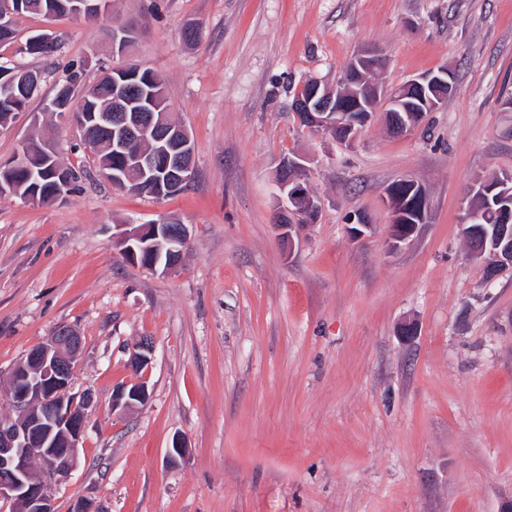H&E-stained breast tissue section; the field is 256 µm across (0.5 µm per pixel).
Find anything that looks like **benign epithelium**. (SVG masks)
Here are the masks:
<instances>
[{
	"mask_svg": "<svg viewBox=\"0 0 512 512\" xmlns=\"http://www.w3.org/2000/svg\"><path fill=\"white\" fill-rule=\"evenodd\" d=\"M104 0H79L70 15L89 17L99 11ZM385 59L373 49H365L349 64L340 86L332 87L318 78L308 80L309 93L295 101V112L306 128L330 135L337 143L352 147L375 117L385 114L386 123L396 133L415 130L429 112L447 100L455 83L448 69L421 74L396 88L380 80ZM132 66L112 72L109 80L113 109L79 114L84 128H105L112 132V149L126 150L135 131L154 135L153 150L126 156L120 172L99 171L114 188L125 189L132 176L142 180L163 172L157 183L160 192L174 193L194 178L191 139L179 125L156 121L154 106L141 105L128 112L133 102L127 98V79ZM76 98L68 86L60 88L48 106L60 120L74 118ZM480 192L499 205L503 223L498 225L496 267L486 273L493 280L503 267L512 266V189L502 180L478 182ZM277 227L292 239L297 228L318 222L321 202L306 179L304 158L295 155L279 163ZM391 217L389 246L396 250L413 237L426 222L428 200L425 189L409 178H400L386 189L382 198ZM122 254L133 264L151 271L174 270L185 254L189 233L184 224H171L161 217L119 236ZM153 345L139 342L130 356V366L138 371L151 362ZM83 341L72 330L63 329L30 350L11 373L16 415L0 417V503L10 512H55L47 494V483L66 476L75 466L83 447L86 422L95 406L92 393H72L75 369L82 358ZM148 397L145 382L123 386L112 394V409H128Z\"/></svg>",
	"mask_w": 512,
	"mask_h": 512,
	"instance_id": "benign-epithelium-1",
	"label": "benign epithelium"
}]
</instances>
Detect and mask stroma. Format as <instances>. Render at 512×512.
I'll use <instances>...</instances> for the list:
<instances>
[{"label": "stroma", "instance_id": "35a3bbf8", "mask_svg": "<svg viewBox=\"0 0 512 512\" xmlns=\"http://www.w3.org/2000/svg\"><path fill=\"white\" fill-rule=\"evenodd\" d=\"M195 25L199 39L186 44ZM0 61L44 73L0 130L94 168L80 132L44 112L70 67L135 62L165 85L193 142L195 175L165 199L96 179L41 206L0 197V416L10 374L60 328L83 340L73 392L92 391L77 466L47 488L56 512H501L512 500V267L486 280L469 259L461 200L475 177L512 173V0H110L98 19L21 15ZM131 32L111 54L112 30ZM54 58L21 53L34 34ZM385 85L448 67L456 90L397 136L376 121L347 149L302 127L304 83L336 84L359 50ZM306 158L319 223L292 240L274 224L275 170ZM409 177L429 219L390 250L387 186ZM371 236L352 240L351 217ZM187 225L181 265L128 263L120 225ZM415 320L412 344L396 329ZM154 348L134 371L140 340ZM147 400L113 409L118 387ZM188 448L169 464L174 438Z\"/></svg>", "mask_w": 512, "mask_h": 512}]
</instances>
